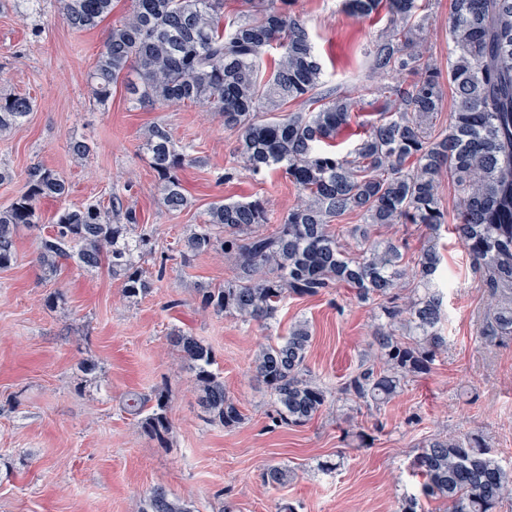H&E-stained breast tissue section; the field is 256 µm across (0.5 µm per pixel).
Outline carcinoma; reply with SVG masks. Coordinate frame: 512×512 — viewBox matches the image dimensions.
I'll return each mask as SVG.
<instances>
[{
  "label": "carcinoma",
  "instance_id": "1",
  "mask_svg": "<svg viewBox=\"0 0 512 512\" xmlns=\"http://www.w3.org/2000/svg\"><path fill=\"white\" fill-rule=\"evenodd\" d=\"M115 0H58L67 25L92 30L113 12ZM253 13L228 26L224 0H131L112 23L90 74L93 99L106 104L117 85L151 109L203 104L239 133L240 167L254 175L278 167L297 189L294 205L274 215L264 201L218 202L178 241L183 261L208 252L224 256L236 271L224 286L197 289L199 307L261 327L270 325L293 296L315 297L345 286L379 311L370 357L344 382L340 394L379 411L408 380L431 372L448 353L441 329L444 293L436 287L441 256L429 238L414 260L415 288L401 295L407 275L403 245L375 231L417 224L435 231L446 223L439 203V178L448 174L460 196L451 231L469 255L489 302L476 341L484 347L512 341V0H451L454 53L448 85L456 112L448 129L431 130L440 110L443 75L430 62L420 0H345L352 14L367 19L381 12L391 26L369 52L372 70L397 77L385 86L388 106L347 154L320 148L347 124L354 102L321 92L322 65L309 33L292 11V0H245ZM280 52L271 71L264 59ZM302 101L309 112L265 118L269 104ZM33 109L30 98L0 96V134L15 129ZM149 164L163 204L172 213L189 205L179 171L189 155L168 127L156 123L145 134ZM68 194L53 169L28 170L23 190L0 210V269L16 260L21 230L40 228L39 203ZM357 212L364 223L352 234L359 251L346 255L331 223ZM136 211L113 194L108 202L60 211L47 233L37 234L36 260L52 277L62 261L86 271L107 268L122 280L128 298L146 297L163 270L152 277L145 264L155 254L152 236L136 233ZM276 225L267 233L264 227ZM309 324L296 321L280 341L261 344L253 355L255 377L273 397L275 420L289 426L310 422L331 391L307 367ZM169 344L195 372L197 404L208 421L232 427L242 420L213 350L176 330ZM168 394L157 390L142 429L162 439L170 429ZM412 470L420 494H405L400 512H425L424 501L443 512H499L512 502V469L503 467L479 432L427 439ZM293 478L283 464L267 466L263 483L281 487ZM141 512H194L166 487L152 488Z\"/></svg>",
  "mask_w": 512,
  "mask_h": 512
}]
</instances>
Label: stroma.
<instances>
[{"mask_svg": "<svg viewBox=\"0 0 512 512\" xmlns=\"http://www.w3.org/2000/svg\"><path fill=\"white\" fill-rule=\"evenodd\" d=\"M450 3L426 0L424 10L431 61L443 70L453 51ZM292 9L323 60L326 90L356 103L337 138L349 150L386 105L381 90L391 79L371 70L368 51L390 19H357L342 0H294ZM104 33L101 26L73 32L56 0H0V93L34 101L23 123L0 137V167L12 174L0 183V208L19 195L34 165L59 172L70 186L65 199L41 202L44 221L117 193L151 231L167 259L165 275L153 293L134 300L103 268L87 272L71 263L50 279L36 261L35 233H20L16 262L0 269V512H139L159 484L194 512H398L400 498L419 489L410 469L418 443L474 430L512 467V342L478 347L487 294L445 229L438 285L448 352L432 372L378 413L332 397L306 425L272 422L270 396L251 371L258 345L308 321L307 365L335 389L368 354L376 311L343 287L290 298L267 329L200 309L199 285L221 286L234 271L213 253L187 263L169 257L176 239L213 203L262 198L280 214L297 190L279 170H242L225 180L236 164L237 135L205 106L144 109L120 86L98 105L89 75ZM156 123L167 124L191 158L181 173L190 204L176 215L162 203L143 147ZM74 138L91 145L88 158L69 154ZM175 329L212 346L242 423L227 428L205 419L193 372L168 343ZM90 361L91 374L84 370ZM159 389L168 393L172 422L161 440L143 432L128 405ZM336 460L338 470L324 471ZM271 463L293 471L286 487L264 485Z\"/></svg>", "mask_w": 512, "mask_h": 512, "instance_id": "35a3bbf8", "label": "stroma"}]
</instances>
